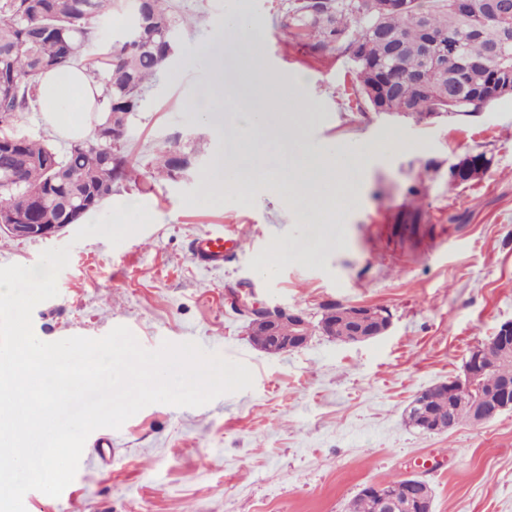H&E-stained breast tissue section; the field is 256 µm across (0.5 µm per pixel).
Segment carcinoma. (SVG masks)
<instances>
[{"instance_id": "cac0c4a2", "label": "carcinoma", "mask_w": 512, "mask_h": 512, "mask_svg": "<svg viewBox=\"0 0 512 512\" xmlns=\"http://www.w3.org/2000/svg\"><path fill=\"white\" fill-rule=\"evenodd\" d=\"M121 11L129 26L92 59L88 49L102 17ZM282 27L312 53L336 49L358 55L353 63L357 92L371 109V88L383 69L395 65L406 77L388 89L389 105L419 119L437 113L468 115L482 111L469 95L495 92L512 74V0H408L391 11L359 0H292ZM174 28L170 0H0V72L13 86L0 94V218L23 216L39 224H62L73 206L89 209L112 196L113 186L131 181L126 155L129 118L139 111L144 89L170 58L168 32ZM83 63L104 84L105 109L93 134L59 150L20 133L14 117L36 105L40 74ZM423 73L428 88L413 79ZM195 158L174 148L162 151L151 175L176 179ZM334 340L371 336L381 326L376 309L333 304L319 321ZM486 368L481 392L512 383V341H498L482 351ZM441 414L446 429L476 423L473 403L450 381L432 388L428 400L407 409L418 428L430 414ZM349 512H387L371 484L348 505Z\"/></svg>"}]
</instances>
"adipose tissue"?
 Segmentation results:
<instances>
[{"label":"adipose tissue","instance_id":"adipose-tissue-1","mask_svg":"<svg viewBox=\"0 0 512 512\" xmlns=\"http://www.w3.org/2000/svg\"><path fill=\"white\" fill-rule=\"evenodd\" d=\"M242 67L253 82V91L240 106L232 122H225L222 115L210 114L209 119L216 127L231 124L239 138H257L258 135H274L284 145L289 160H297L300 153L288 134L287 122L271 124L269 112L273 107L265 87L267 79L259 58L250 48L238 49ZM39 109L43 120L58 136L83 140L88 138L99 119L102 108L101 84L76 67L55 69L38 78Z\"/></svg>","mask_w":512,"mask_h":512}]
</instances>
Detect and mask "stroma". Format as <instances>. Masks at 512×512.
I'll use <instances>...</instances> for the list:
<instances>
[{
    "label": "stroma",
    "mask_w": 512,
    "mask_h": 512,
    "mask_svg": "<svg viewBox=\"0 0 512 512\" xmlns=\"http://www.w3.org/2000/svg\"><path fill=\"white\" fill-rule=\"evenodd\" d=\"M176 48L129 121L133 160L169 146L195 151L178 180L141 177L114 187L89 225L144 230L111 245L0 232V266H35L69 246L56 297L32 313L35 336L100 338L126 326L149 351L196 341L245 363L251 389L201 407L152 404L112 430V454L84 447L82 468L59 497L32 490L26 512H347L365 486L416 475L433 490L432 512H512V409L484 424L424 432L405 417L414 396L463 373L470 350L512 320V98L464 116L417 120L357 109L343 50L310 53L282 26L288 0H172ZM224 41V66L208 48ZM255 39L280 112L311 109L297 130L302 152L332 158L350 201L331 235L304 260L259 261L275 243L300 242L323 218L311 200L268 183L205 196L217 159L245 168L247 147L206 118L250 87L234 65L236 41ZM195 111H188V104ZM488 164L449 189L448 168L467 153ZM423 211L414 214L409 188ZM239 239L223 266L191 260L199 235ZM256 301L313 317L324 306L382 305L390 329L362 343L314 335L269 355L234 314L231 287Z\"/></svg>",
    "instance_id": "1"
}]
</instances>
